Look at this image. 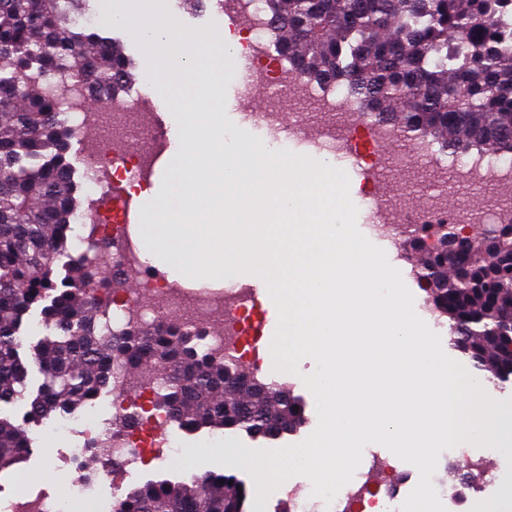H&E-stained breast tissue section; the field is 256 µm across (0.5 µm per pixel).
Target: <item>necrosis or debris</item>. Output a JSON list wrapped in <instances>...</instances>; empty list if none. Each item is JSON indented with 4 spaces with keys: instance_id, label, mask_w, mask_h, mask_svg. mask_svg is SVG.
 <instances>
[{
    "instance_id": "1",
    "label": "necrosis or debris",
    "mask_w": 512,
    "mask_h": 512,
    "mask_svg": "<svg viewBox=\"0 0 512 512\" xmlns=\"http://www.w3.org/2000/svg\"><path fill=\"white\" fill-rule=\"evenodd\" d=\"M240 19L236 29L243 35L253 77L247 92L284 87L287 100H272L258 113L272 140L286 139L313 146L316 154L336 159L350 156L364 163L377 181H391L394 169L416 167L435 173L452 171L469 182L491 187L492 201L463 216L466 224L512 223V154L493 155L480 146L453 155L437 148L425 137L410 138L389 126L368 121L357 122L358 89L346 82L320 85L299 77L273 46L265 0H232ZM107 99L102 88L78 82L71 86L66 112L76 140L80 159L78 170L81 193L86 206L78 215L86 233L73 246L77 258L95 262L103 276V287L93 289L92 306L105 312L112 329L129 324L145 325L162 320H179L200 330L203 346L214 356L234 355L246 365V375L261 369L258 347L246 319L254 298L246 287L231 286L219 292L174 288L165 284L159 273L144 266L124 216L132 195L141 189L142 173L159 154L154 131V115L143 103L124 102L100 113L96 130H88L83 116L91 98ZM309 110L304 123L282 125L284 106ZM139 275L135 289L117 287V279L127 273ZM127 380L112 386V411L108 419L87 409L66 413L56 422L71 445L72 456L103 447L107 463L99 482L75 473L67 496L48 490L12 496L6 512H112L113 499L102 494L101 486L115 487L146 459L165 460L177 456L184 470L197 472L199 465L184 448L182 428L169 414H151L145 424L130 430L122 420L130 409ZM412 473H393L379 483L367 473L355 472L332 503L312 497L311 486H300L293 499L294 512H401Z\"/></svg>"
}]
</instances>
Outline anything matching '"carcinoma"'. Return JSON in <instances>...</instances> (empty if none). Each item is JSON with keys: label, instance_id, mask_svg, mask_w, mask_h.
I'll return each mask as SVG.
<instances>
[{"label": "carcinoma", "instance_id": "obj_1", "mask_svg": "<svg viewBox=\"0 0 512 512\" xmlns=\"http://www.w3.org/2000/svg\"><path fill=\"white\" fill-rule=\"evenodd\" d=\"M83 0H0V405L29 402L25 419L92 403L122 370L158 363L157 404L182 427L276 437L306 420L305 406L248 378L232 355L198 349L201 334L164 321L103 335L108 321L76 282L86 263L67 249L78 185L71 180L72 128L63 95L75 81L114 89L132 79L99 30L77 28ZM277 50L297 74L320 82H360L368 114L441 142L512 149V0H267ZM420 277L448 318L453 346L501 384L512 382V224L455 238L451 224H426ZM41 307L47 337L31 363L42 381L26 396L20 326ZM32 451L21 428L0 417V472ZM233 474L189 483L148 481L115 499L112 512H246Z\"/></svg>", "mask_w": 512, "mask_h": 512}]
</instances>
